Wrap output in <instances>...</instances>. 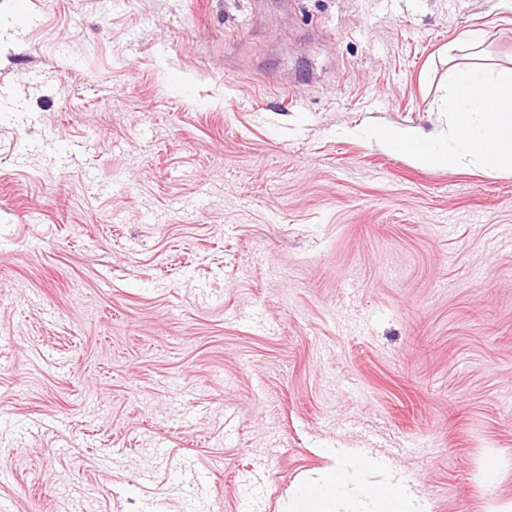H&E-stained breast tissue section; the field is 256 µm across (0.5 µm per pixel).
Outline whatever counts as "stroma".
<instances>
[{
  "label": "stroma",
  "mask_w": 512,
  "mask_h": 512,
  "mask_svg": "<svg viewBox=\"0 0 512 512\" xmlns=\"http://www.w3.org/2000/svg\"><path fill=\"white\" fill-rule=\"evenodd\" d=\"M469 31L512 73V0H0L11 512H287L326 448L512 512V174L370 136Z\"/></svg>",
  "instance_id": "obj_1"
}]
</instances>
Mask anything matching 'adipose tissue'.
Returning a JSON list of instances; mask_svg holds the SVG:
<instances>
[{
	"mask_svg": "<svg viewBox=\"0 0 512 512\" xmlns=\"http://www.w3.org/2000/svg\"><path fill=\"white\" fill-rule=\"evenodd\" d=\"M448 109L459 117L450 135L379 127L371 136L385 150L427 165L453 170L477 161L512 172V77L493 76L484 63L457 69ZM325 456L328 464L321 478L299 491L290 512H429L424 495L402 472L368 486L362 474L374 466V458L339 448L326 449Z\"/></svg>",
	"mask_w": 512,
	"mask_h": 512,
	"instance_id": "ef3b65f1",
	"label": "adipose tissue"
}]
</instances>
